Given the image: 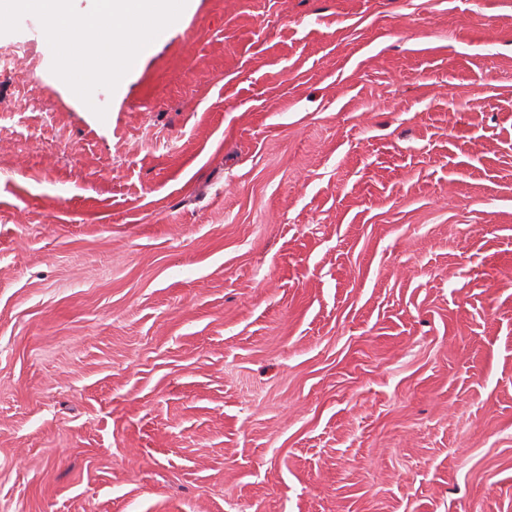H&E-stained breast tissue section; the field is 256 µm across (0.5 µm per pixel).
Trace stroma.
Returning a JSON list of instances; mask_svg holds the SVG:
<instances>
[{
  "label": "stroma",
  "mask_w": 512,
  "mask_h": 512,
  "mask_svg": "<svg viewBox=\"0 0 512 512\" xmlns=\"http://www.w3.org/2000/svg\"><path fill=\"white\" fill-rule=\"evenodd\" d=\"M16 45L0 512H512V0H188L102 119Z\"/></svg>",
  "instance_id": "obj_1"
}]
</instances>
